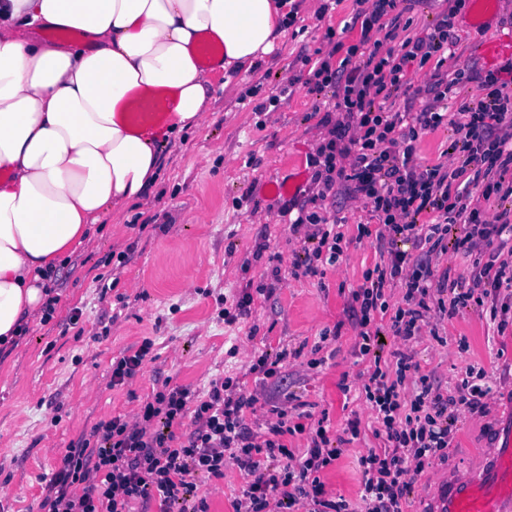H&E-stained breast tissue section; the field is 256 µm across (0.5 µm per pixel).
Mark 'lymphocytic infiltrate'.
<instances>
[{"mask_svg": "<svg viewBox=\"0 0 512 512\" xmlns=\"http://www.w3.org/2000/svg\"><path fill=\"white\" fill-rule=\"evenodd\" d=\"M361 23L358 43L340 60L318 59L315 90L332 89L334 115L325 116L328 136L310 160L311 193L283 208L293 231L311 242L304 272L317 276L344 253L341 223L329 222L319 202L345 186L368 208L372 224L358 238H375L378 258L352 289L347 319L356 332V387L374 415L379 447L358 459V503L328 493L324 472L360 435L359 418L333 435L328 415L313 418L288 392V365L299 349L256 350L247 365L225 371L206 393L156 380L133 418L115 415L96 423L71 444L61 466L46 481L36 512H209L205 482L238 468L232 512H404L416 478L444 457L460 409L482 414L491 396L485 370L449 392L433 370L412 354L385 357V332L409 342L430 320L453 317L461 305L487 307L497 331L512 312V63L488 73L482 96L462 105L457 120L444 108L454 84L442 68L455 54L456 18L466 0H450L421 35L397 40V0H355ZM384 40H377V33ZM436 62L420 111L398 110L412 65ZM451 124L458 164L425 165L417 143L425 132ZM497 211L486 218L483 205ZM506 257L484 259L490 247ZM472 261L468 285L437 274L434 261L448 250ZM403 301L390 303L394 283ZM255 392H248L247 383ZM303 437L301 448L289 438Z\"/></svg>", "mask_w": 512, "mask_h": 512, "instance_id": "f902f5d3", "label": "lymphocytic infiltrate"}]
</instances>
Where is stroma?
<instances>
[{
    "label": "stroma",
    "mask_w": 512,
    "mask_h": 512,
    "mask_svg": "<svg viewBox=\"0 0 512 512\" xmlns=\"http://www.w3.org/2000/svg\"><path fill=\"white\" fill-rule=\"evenodd\" d=\"M297 2L303 34L285 36L253 70L214 85L204 122L158 144L160 175L143 201L95 225L49 281L53 319L24 317L25 333L0 349V502L11 512L34 505L43 478L60 466L72 441L100 420L134 413L138 397L158 377L203 392L225 367L249 360L256 341L271 351L284 342L308 352L334 326L341 329L335 355L310 378L295 377L290 393L327 410L334 430L359 417L360 437L324 475L329 493L358 500L357 460L379 441L371 410L352 390L355 332L343 318L352 288L376 261L372 241L355 238L357 224L370 215L361 202L327 198L323 213L346 218L351 242L324 277L296 276L303 236L284 223L286 199L272 194L267 182L293 168L308 170L327 134L321 119L333 108L332 92L310 89L305 56L329 52L338 41L357 43L360 31L344 27L353 0H339L321 19L315 12L322 0ZM458 30L461 40L446 68L465 73L466 80L448 100L452 112L479 96L477 76L488 70L480 46L512 31V11L502 10L478 29L461 16ZM141 221L146 229H138ZM275 266L282 281L273 297L256 296L251 316L225 324L220 298L271 283ZM102 274L108 287L98 281ZM77 310L82 317L73 329L69 318ZM439 333L440 340L426 332L413 343L421 367L437 370L452 391L470 367L484 368L493 395L486 414L461 411L447 458L418 476L405 512H427L441 476L488 462L493 434L512 404V312L499 336L488 313L473 304L441 323ZM146 337L155 343L156 360L128 385L112 387L113 358ZM233 345L239 353L231 359L226 352Z\"/></svg>",
    "instance_id": "35a3bbf8"
}]
</instances>
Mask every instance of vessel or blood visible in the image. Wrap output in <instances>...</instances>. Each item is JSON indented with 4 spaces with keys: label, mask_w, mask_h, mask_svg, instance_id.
<instances>
[{
    "label": "vessel or blood",
    "mask_w": 512,
    "mask_h": 512,
    "mask_svg": "<svg viewBox=\"0 0 512 512\" xmlns=\"http://www.w3.org/2000/svg\"><path fill=\"white\" fill-rule=\"evenodd\" d=\"M480 53L491 67L512 60V33L485 41ZM163 112L164 102L157 98L138 99L132 109L140 123H157ZM490 453L482 470L439 481L431 512H512V428L498 429Z\"/></svg>",
    "instance_id": "b4317fda"
}]
</instances>
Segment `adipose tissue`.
Listing matches in <instances>:
<instances>
[{"label": "adipose tissue", "instance_id": "obj_1", "mask_svg": "<svg viewBox=\"0 0 512 512\" xmlns=\"http://www.w3.org/2000/svg\"><path fill=\"white\" fill-rule=\"evenodd\" d=\"M292 2L0 0V347L41 306L44 273L155 183L158 135L201 124L211 76L273 50ZM205 40L222 49L207 67ZM169 96L161 131L132 121L136 100Z\"/></svg>", "mask_w": 512, "mask_h": 512}]
</instances>
